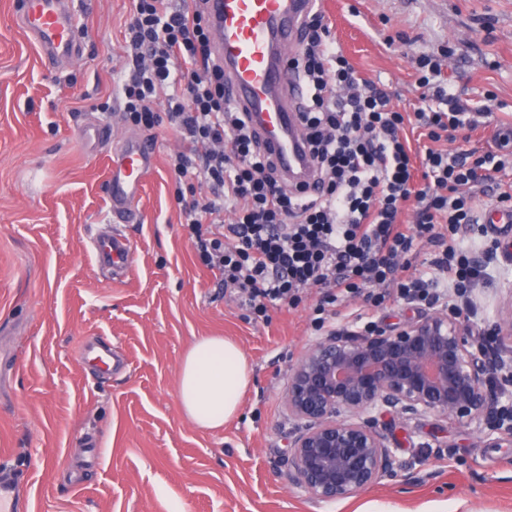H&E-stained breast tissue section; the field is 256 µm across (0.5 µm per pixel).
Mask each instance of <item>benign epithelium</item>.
Wrapping results in <instances>:
<instances>
[{"instance_id": "obj_1", "label": "benign epithelium", "mask_w": 512, "mask_h": 512, "mask_svg": "<svg viewBox=\"0 0 512 512\" xmlns=\"http://www.w3.org/2000/svg\"><path fill=\"white\" fill-rule=\"evenodd\" d=\"M498 319L443 299L395 326L342 325L288 367V468L315 502L341 501L391 474L382 417H434L512 444V283Z\"/></svg>"}]
</instances>
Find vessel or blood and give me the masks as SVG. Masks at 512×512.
I'll list each match as a JSON object with an SVG mask.
<instances>
[{
  "mask_svg": "<svg viewBox=\"0 0 512 512\" xmlns=\"http://www.w3.org/2000/svg\"><path fill=\"white\" fill-rule=\"evenodd\" d=\"M321 0H208L212 50L224 62L230 101L256 120L290 186L309 185L314 171L304 147L297 112L303 97L292 78L290 60L301 25ZM85 0H21L17 27L35 45L48 67L74 63L81 53ZM155 168L152 145L126 137L112 149L107 192L110 218L136 222L135 205ZM91 249L98 268L124 273L131 247L124 235L95 237ZM0 512H28L18 476L0 465Z\"/></svg>",
  "mask_w": 512,
  "mask_h": 512,
  "instance_id": "b4317fda",
  "label": "vessel or blood"
}]
</instances>
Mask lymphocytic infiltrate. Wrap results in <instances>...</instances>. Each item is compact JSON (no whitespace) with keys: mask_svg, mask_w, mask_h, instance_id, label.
Masks as SVG:
<instances>
[{"mask_svg":"<svg viewBox=\"0 0 512 512\" xmlns=\"http://www.w3.org/2000/svg\"><path fill=\"white\" fill-rule=\"evenodd\" d=\"M131 3L118 88L125 119L165 128L181 143L168 165L189 190L178 198L183 233L249 317L269 320L315 288L321 326L351 299L366 307L435 301L449 280L474 278L467 250L448 245L444 230L480 223L470 192L477 185L495 207L512 209V186L499 178L512 161V126L497 125L484 154L458 146L490 111L448 85L446 47L416 54L421 94L413 111H400L383 84L337 50L324 15L312 13L293 69L307 88L299 121L316 179L312 189H294L224 94L207 0ZM411 128L430 143L418 159ZM426 243L436 252L420 270L409 255Z\"/></svg>","mask_w":512,"mask_h":512,"instance_id":"1","label":"lymphocytic infiltrate"}]
</instances>
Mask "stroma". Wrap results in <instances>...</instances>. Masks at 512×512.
<instances>
[{
    "instance_id": "1",
    "label": "stroma",
    "mask_w": 512,
    "mask_h": 512,
    "mask_svg": "<svg viewBox=\"0 0 512 512\" xmlns=\"http://www.w3.org/2000/svg\"><path fill=\"white\" fill-rule=\"evenodd\" d=\"M15 2L0 0V462L22 475L29 512H512V446L430 418L384 423L393 472L353 498L317 503L293 484L284 395L289 365L322 335L318 291L267 325L214 288L181 234L167 166L179 144L162 128L138 220L120 227L130 268L100 271L89 240L109 225L111 147L76 132L92 116L113 141L140 134L116 96L130 2L88 0L83 53L59 71L17 29ZM322 10L337 47L395 106L419 95L412 50L445 44V76L462 98L476 106L492 93L502 105L470 148L486 151L495 125L512 123V0H323ZM457 238L498 244L497 264L468 290L480 319L496 320L490 299L512 281V224ZM350 306L339 321L356 329L416 314L393 301ZM198 336L236 342L252 374L219 430L195 427L179 403L178 368ZM87 344L111 349V373L81 366Z\"/></svg>"
}]
</instances>
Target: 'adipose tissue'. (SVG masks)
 I'll return each instance as SVG.
<instances>
[{
  "label": "adipose tissue",
  "instance_id": "obj_1",
  "mask_svg": "<svg viewBox=\"0 0 512 512\" xmlns=\"http://www.w3.org/2000/svg\"><path fill=\"white\" fill-rule=\"evenodd\" d=\"M248 384L245 355L233 341L199 336L180 363V406L197 427L219 429L236 415Z\"/></svg>",
  "mask_w": 512,
  "mask_h": 512
}]
</instances>
